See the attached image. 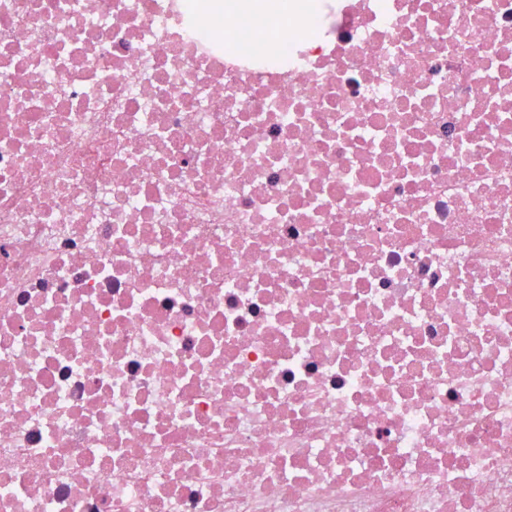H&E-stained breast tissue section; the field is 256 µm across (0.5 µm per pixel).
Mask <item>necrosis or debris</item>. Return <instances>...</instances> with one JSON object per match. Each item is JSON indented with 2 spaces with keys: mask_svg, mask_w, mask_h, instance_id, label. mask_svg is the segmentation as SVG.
Masks as SVG:
<instances>
[{
  "mask_svg": "<svg viewBox=\"0 0 512 512\" xmlns=\"http://www.w3.org/2000/svg\"><path fill=\"white\" fill-rule=\"evenodd\" d=\"M0 512H512V0H0Z\"/></svg>",
  "mask_w": 512,
  "mask_h": 512,
  "instance_id": "1",
  "label": "necrosis or debris"
}]
</instances>
